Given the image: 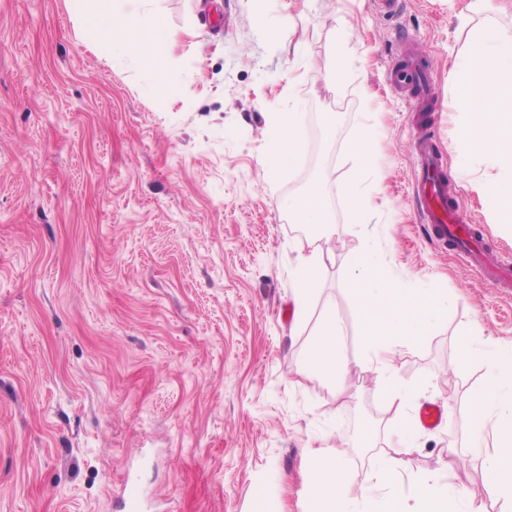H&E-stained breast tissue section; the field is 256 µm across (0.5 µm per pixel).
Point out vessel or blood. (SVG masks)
<instances>
[{"instance_id": "vessel-or-blood-1", "label": "vessel or blood", "mask_w": 512, "mask_h": 512, "mask_svg": "<svg viewBox=\"0 0 512 512\" xmlns=\"http://www.w3.org/2000/svg\"><path fill=\"white\" fill-rule=\"evenodd\" d=\"M392 86L406 91L424 112H434L435 82L422 57L403 51L388 68ZM420 179L418 182L419 216L434 237L450 247L467 264L475 267L490 287L512 291V257L488 249L479 240L474 225L468 224L463 210L448 184L443 162L429 139L417 141Z\"/></svg>"}]
</instances>
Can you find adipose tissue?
Segmentation results:
<instances>
[{
    "label": "adipose tissue",
    "instance_id": "obj_1",
    "mask_svg": "<svg viewBox=\"0 0 512 512\" xmlns=\"http://www.w3.org/2000/svg\"><path fill=\"white\" fill-rule=\"evenodd\" d=\"M80 34L84 45L112 63L127 60L149 61L153 84L167 88L168 76L155 56L160 45L174 42L176 34L157 23L148 0H75ZM463 79L456 102L466 114L463 134L466 152L490 162L496 174L477 183L478 192L493 208L494 220L512 224V35L476 26L469 30L460 62ZM275 133L274 149L267 163L279 172L292 168L304 139L303 115L299 112L271 113ZM360 169L349 188V208L353 220L370 223L372 198L362 189L364 172L374 165L365 136L351 145ZM286 210L297 223L314 228L298 248L295 317L304 320L315 302L316 285L332 254L326 228L335 218L323 185L309 182L285 201ZM353 292L361 303L366 322L365 366L372 370L385 393L395 424H404L412 392L401 385L392 369L399 348H415L427 334L423 309L447 305V298L431 294L417 297L400 288L372 287L375 266L365 252L352 255ZM307 363L315 376L325 381L340 380L348 370L345 330L334 310H326L309 340ZM486 377L468 409L475 429L490 425L492 450L486 455L484 491L495 501L512 505V352L486 358ZM310 479L306 512H381L385 499L400 503V512H479L468 489L457 488L453 471L419 475L404 468L389 451L374 459L368 484L360 490V506L352 508L349 480L339 457L326 448L308 451Z\"/></svg>",
    "mask_w": 512,
    "mask_h": 512
}]
</instances>
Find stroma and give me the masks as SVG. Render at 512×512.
<instances>
[{"label": "stroma", "mask_w": 512, "mask_h": 512, "mask_svg": "<svg viewBox=\"0 0 512 512\" xmlns=\"http://www.w3.org/2000/svg\"><path fill=\"white\" fill-rule=\"evenodd\" d=\"M470 0H151L177 31L164 55L185 91L145 90V64H109L81 42L70 0H0V512H304L312 448H332L362 483L392 417L365 355L350 258L370 242L386 281L447 296L448 309L394 360L415 391L406 467L453 466L470 490L485 462L468 448L484 355L512 347V294L432 240L416 206L414 144L432 139L465 218L512 254L474 190L493 176L461 146L458 56ZM287 20L260 33L256 13ZM434 72V125L388 83L403 45ZM351 79H329L335 51ZM304 116L293 169L263 168L269 115ZM336 122L335 138L324 127ZM365 133L378 207L353 223L346 188ZM335 214L318 296L294 322L295 248L307 230L279 207L311 180ZM345 324L342 382L304 361L325 308ZM444 406L435 429L417 411Z\"/></svg>", "instance_id": "1"}]
</instances>
